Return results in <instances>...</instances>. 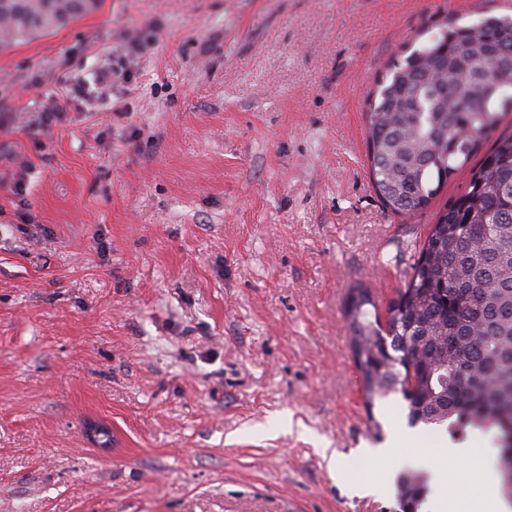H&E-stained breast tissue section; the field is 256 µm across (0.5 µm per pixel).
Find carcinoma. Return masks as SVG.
Returning <instances> with one entry per match:
<instances>
[{
  "instance_id": "1",
  "label": "carcinoma",
  "mask_w": 512,
  "mask_h": 512,
  "mask_svg": "<svg viewBox=\"0 0 512 512\" xmlns=\"http://www.w3.org/2000/svg\"><path fill=\"white\" fill-rule=\"evenodd\" d=\"M99 6L0 0V47L62 29ZM511 109L512 18L441 30L389 65L365 112L367 161L382 203L410 213L463 171L467 185L430 225L386 320L366 288L352 289L346 307L367 405L399 394L411 427L488 432L501 472L512 468V132L499 127ZM426 483L420 470L400 478L401 512H415Z\"/></svg>"
}]
</instances>
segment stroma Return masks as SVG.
Instances as JSON below:
<instances>
[{
  "label": "stroma",
  "mask_w": 512,
  "mask_h": 512,
  "mask_svg": "<svg viewBox=\"0 0 512 512\" xmlns=\"http://www.w3.org/2000/svg\"><path fill=\"white\" fill-rule=\"evenodd\" d=\"M487 15L512 0H102L0 48V512H400L346 467L411 429L366 407L345 306L386 310L466 177L386 208L366 99Z\"/></svg>",
  "instance_id": "stroma-1"
}]
</instances>
